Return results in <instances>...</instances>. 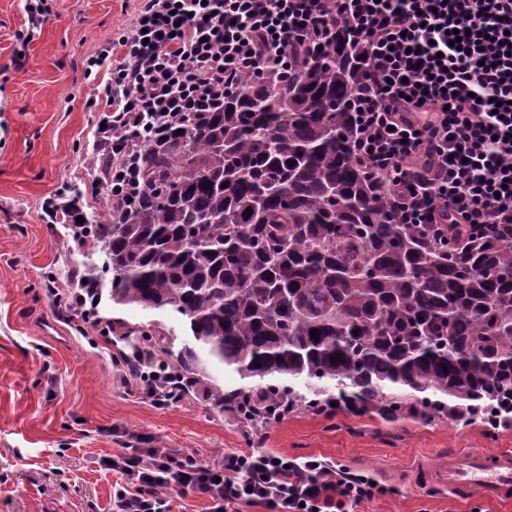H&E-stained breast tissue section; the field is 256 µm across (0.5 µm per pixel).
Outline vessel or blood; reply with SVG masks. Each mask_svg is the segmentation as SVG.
Listing matches in <instances>:
<instances>
[{
    "mask_svg": "<svg viewBox=\"0 0 512 512\" xmlns=\"http://www.w3.org/2000/svg\"><path fill=\"white\" fill-rule=\"evenodd\" d=\"M416 476L455 495L473 493L501 502L512 500V452L508 450L487 454L458 449L437 464L422 465Z\"/></svg>",
    "mask_w": 512,
    "mask_h": 512,
    "instance_id": "obj_1",
    "label": "vessel or blood"
}]
</instances>
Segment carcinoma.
Instances as JSON below:
<instances>
[{
	"mask_svg": "<svg viewBox=\"0 0 512 512\" xmlns=\"http://www.w3.org/2000/svg\"><path fill=\"white\" fill-rule=\"evenodd\" d=\"M291 57L288 81L247 75L142 143L131 206L99 166L102 212L73 228L107 261L77 280L79 306L97 313L108 275L112 304L179 318L193 344L177 351L173 330L126 327L142 371L246 424L293 406L288 378L334 385L352 411L495 410L512 427V223H400L355 149L364 59L345 27ZM209 362L254 384L226 392Z\"/></svg>",
	"mask_w": 512,
	"mask_h": 512,
	"instance_id": "carcinoma-1",
	"label": "carcinoma"
}]
</instances>
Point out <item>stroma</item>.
<instances>
[{"mask_svg": "<svg viewBox=\"0 0 512 512\" xmlns=\"http://www.w3.org/2000/svg\"><path fill=\"white\" fill-rule=\"evenodd\" d=\"M136 8L47 0L34 28L26 0H0V512H108L113 477L99 461L136 435L211 463L228 449L318 457L388 486L352 512H512L413 477L451 448L512 450L511 427L301 408L254 433L200 392L170 406L129 392L112 366L123 341L94 318L57 315L51 282L70 283L102 257L79 247L70 225L51 223L46 204L64 193L83 213L102 208V194L84 188L98 175L88 154L107 72L84 69Z\"/></svg>", "mask_w": 512, "mask_h": 512, "instance_id": "1", "label": "stroma"}]
</instances>
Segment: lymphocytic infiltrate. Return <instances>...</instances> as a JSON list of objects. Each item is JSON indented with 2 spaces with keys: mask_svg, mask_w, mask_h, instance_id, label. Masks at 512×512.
Masks as SVG:
<instances>
[{
  "mask_svg": "<svg viewBox=\"0 0 512 512\" xmlns=\"http://www.w3.org/2000/svg\"><path fill=\"white\" fill-rule=\"evenodd\" d=\"M132 24L87 68L110 63L93 153L111 157L112 194L140 185L139 138L216 109L243 75L287 77L289 50L347 27L365 61L356 150L405 224L512 223V0H139ZM459 30L460 46L449 43ZM109 512H350L383 493L371 475L260 450L129 448L113 455Z\"/></svg>",
  "mask_w": 512,
  "mask_h": 512,
  "instance_id": "obj_1",
  "label": "lymphocytic infiltrate"
}]
</instances>
